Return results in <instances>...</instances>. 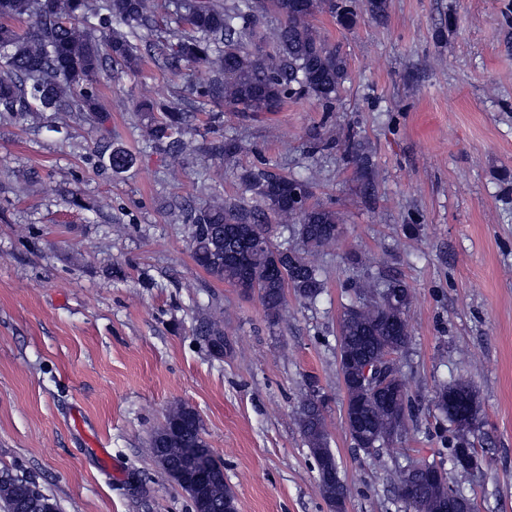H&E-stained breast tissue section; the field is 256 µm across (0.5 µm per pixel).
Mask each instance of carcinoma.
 Returning <instances> with one entry per match:
<instances>
[{
	"mask_svg": "<svg viewBox=\"0 0 512 512\" xmlns=\"http://www.w3.org/2000/svg\"><path fill=\"white\" fill-rule=\"evenodd\" d=\"M172 26L158 28L155 6L150 0H0V114L22 118L29 112H86L102 116L97 85L109 68L117 65L140 69L151 61L177 76L193 67L204 78L192 87V94L227 112H274L295 96H312L332 107L348 73L344 54L321 37L311 23L318 13L329 12L345 19L346 27L357 23L356 0H170L165 4ZM278 20L271 31L264 30L268 16ZM33 20L24 34L12 25L23 17ZM194 103L185 99L143 100L137 110L147 119L146 140L152 149L175 162L187 155V135L193 130ZM221 114H213L212 126L202 136L197 150L205 155L234 161L239 143L224 137ZM346 152L355 174L370 188L373 169L361 145L350 141ZM107 168L119 174L133 166L135 156L112 142L98 146ZM242 193L256 200L254 205L216 200L205 207L179 204L187 224L189 246L196 264L211 277L238 288L247 278L266 316L273 323L287 319L282 291L293 290L304 301L314 302L324 288L316 255L336 243V211L309 203L312 184L266 168L246 169L240 176ZM292 233L294 242L276 246L268 237V215ZM236 227L257 240L246 266L228 263L239 241L229 229ZM288 252L286 276L276 278L272 269L282 252ZM385 288L399 296V306L384 308L376 296ZM354 298L344 307L338 324V356L352 362L340 371L348 393L360 400L362 434L367 443L362 452L372 458L400 440L413 417L414 402L404 379L395 388L400 403L393 409L383 396L359 382L360 363L387 354L407 351L410 332L402 331L413 293L405 282L366 274L353 288ZM210 337L217 351L224 349L221 322L210 321L200 329ZM472 389L462 377L436 388L432 397L438 411L435 433L446 450L450 465H456L460 448L471 444L474 428L448 419L438 398L448 387ZM182 412L176 448L185 459L204 471L218 466L212 449L198 425L194 410ZM327 401L306 395L298 412V427L313 459L318 479L337 464L329 448L326 430ZM448 482L434 485L428 479H413L398 471L396 495L404 512H443L441 500ZM218 512L235 505L231 489L218 485L212 492ZM350 488L333 482L324 500L333 512H345ZM0 504L4 512H59L56 499L43 492L26 476L0 473Z\"/></svg>",
	"mask_w": 512,
	"mask_h": 512,
	"instance_id": "1",
	"label": "carcinoma"
}]
</instances>
